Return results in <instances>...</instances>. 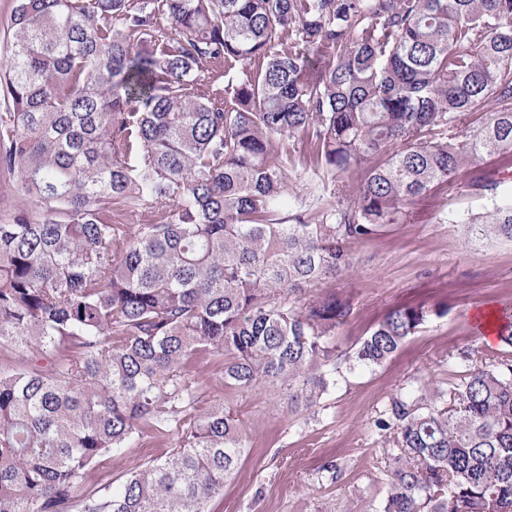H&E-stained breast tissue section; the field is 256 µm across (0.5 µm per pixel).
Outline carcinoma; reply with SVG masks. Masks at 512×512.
Masks as SVG:
<instances>
[{
	"label": "carcinoma",
	"instance_id": "1",
	"mask_svg": "<svg viewBox=\"0 0 512 512\" xmlns=\"http://www.w3.org/2000/svg\"><path fill=\"white\" fill-rule=\"evenodd\" d=\"M9 33L0 179L35 210L0 222V512H210L250 439L224 401L199 406L194 363L315 417L429 316L392 309L338 348L352 302L310 292L352 245L468 170L495 203L467 228L512 242V198L476 169L512 153V0H15ZM295 144L333 182L315 222L288 209ZM498 321L505 349L385 405L375 512H512V310ZM146 434L164 455L85 488Z\"/></svg>",
	"mask_w": 512,
	"mask_h": 512
}]
</instances>
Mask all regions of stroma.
<instances>
[{"instance_id": "1", "label": "stroma", "mask_w": 512, "mask_h": 512, "mask_svg": "<svg viewBox=\"0 0 512 512\" xmlns=\"http://www.w3.org/2000/svg\"><path fill=\"white\" fill-rule=\"evenodd\" d=\"M468 176L444 192L416 202L407 223L353 245V270L322 283L352 298L355 311L335 342L347 349L391 309L421 306L431 315L384 365L345 374L324 398L317 418L306 420L282 407L265 389L229 394L221 374L206 361L194 371L202 397L221 400L245 423L252 450L224 486L212 512H372L384 494L391 448L374 423L388 400L414 380L444 384L464 371L461 349L485 347L471 317L479 307L512 302V243L468 242L463 220L486 212L490 198L471 192ZM323 173L296 162L288 170V199L317 216L333 201ZM163 439L145 436L137 447L113 454L101 471L116 478L160 456ZM337 479H328L326 464Z\"/></svg>"}]
</instances>
